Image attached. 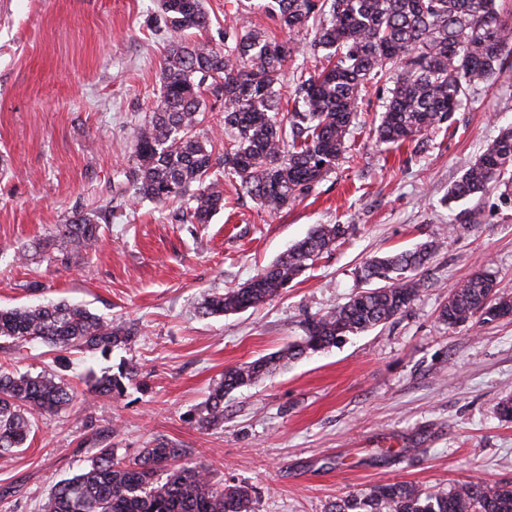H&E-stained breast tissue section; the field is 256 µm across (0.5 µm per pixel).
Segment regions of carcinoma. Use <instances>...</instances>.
Returning a JSON list of instances; mask_svg holds the SVG:
<instances>
[{
  "mask_svg": "<svg viewBox=\"0 0 512 512\" xmlns=\"http://www.w3.org/2000/svg\"><path fill=\"white\" fill-rule=\"evenodd\" d=\"M268 11L288 35L311 27L309 54L325 52L321 67L300 74L293 106L280 111L284 68L297 46L247 24L224 28V49L177 41L163 70L160 99L132 136L129 189L140 200L188 198L187 222L208 224L224 209V185L211 178L209 139L197 126L206 83L224 93L220 164L260 207L280 211L323 181L349 151L351 129L370 80L392 83L386 111L374 130L379 144L402 146L449 122L475 86L504 77L512 55V24L496 0H272ZM175 34L202 29V0H162ZM501 190L512 205V127L505 128L448 190L447 202ZM101 225L93 212L57 225L22 253L26 260L68 267L93 249ZM348 224H317L271 264L237 288L203 295L201 317L237 313L274 299L331 251ZM438 249L434 241L373 257L360 267L347 301L306 319L303 335L286 347L224 370L195 418L202 428L224 423V396L270 376L285 363L324 351L403 313L425 287L421 270ZM512 316V295L476 271L448 295L440 317L448 325ZM138 324L108 319L66 301L0 308V339L15 347L41 343L64 352L107 359L138 336ZM138 376L121 363L117 372L85 373L86 389L65 374L10 373L0 369V460L25 445L37 415H54L86 394L119 399ZM253 488L222 485L186 448L157 439L134 457L106 445L80 473L52 487L40 512H252ZM329 512H512V486L461 482L430 492L390 483L336 498Z\"/></svg>",
  "mask_w": 512,
  "mask_h": 512,
  "instance_id": "1",
  "label": "carcinoma"
}]
</instances>
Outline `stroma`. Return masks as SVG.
Returning <instances> with one entry per match:
<instances>
[{
    "mask_svg": "<svg viewBox=\"0 0 512 512\" xmlns=\"http://www.w3.org/2000/svg\"><path fill=\"white\" fill-rule=\"evenodd\" d=\"M208 25L191 41L224 46L225 26L253 23L285 39L262 12L203 0ZM174 41L161 0H0V307L65 300L137 321L110 359L41 344L0 349V365L38 374L126 361L140 384L118 401L89 397L36 417L24 447L0 464V512H39L57 482L103 443L136 455L157 438L191 449L215 481L255 490L253 512H326L336 497L408 482L443 491L463 481L512 483V318L456 327L439 318L450 288L491 273L512 292V208L497 192L445 207L463 167L512 126V79L476 86L422 153L375 142L385 85L370 87L342 161L281 211L224 186V209L189 224L179 202L134 199L125 171L131 134L157 104ZM201 133L224 152V97L204 87ZM96 211L101 237L71 267L18 253L73 213ZM317 224L352 231L292 287L259 308L201 318L193 305L235 288ZM436 241L426 283L405 312L289 363L224 398L222 427L193 418L225 368L277 351L304 320L345 302L366 259Z\"/></svg>",
    "mask_w": 512,
    "mask_h": 512,
    "instance_id": "35a3bbf8",
    "label": "stroma"
}]
</instances>
